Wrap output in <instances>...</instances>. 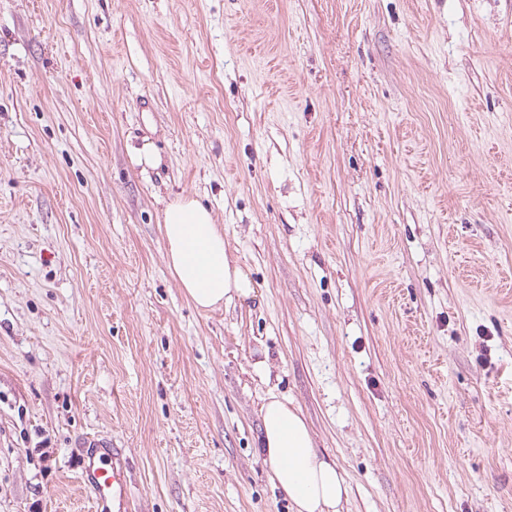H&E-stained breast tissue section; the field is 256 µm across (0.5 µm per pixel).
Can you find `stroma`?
Instances as JSON below:
<instances>
[{"instance_id": "stroma-1", "label": "stroma", "mask_w": 512, "mask_h": 512, "mask_svg": "<svg viewBox=\"0 0 512 512\" xmlns=\"http://www.w3.org/2000/svg\"><path fill=\"white\" fill-rule=\"evenodd\" d=\"M272 394L341 512H512V0H0V512H89L92 436L138 512H293ZM162 231L168 246V267L185 295L201 310L254 298L249 275L232 265L224 232L198 201L179 198L164 209ZM260 415L263 463L294 512H340L348 483L336 460L315 447L301 412L270 395L262 403Z\"/></svg>"}]
</instances>
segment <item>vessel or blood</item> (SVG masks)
Here are the masks:
<instances>
[{"label": "vessel or blood", "instance_id": "vessel-or-blood-1", "mask_svg": "<svg viewBox=\"0 0 512 512\" xmlns=\"http://www.w3.org/2000/svg\"><path fill=\"white\" fill-rule=\"evenodd\" d=\"M120 449H108L99 440L84 443L80 483L91 492V512H132L133 497Z\"/></svg>", "mask_w": 512, "mask_h": 512}]
</instances>
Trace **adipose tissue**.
Returning <instances> with one entry per match:
<instances>
[{
    "instance_id": "ef3b65f1",
    "label": "adipose tissue",
    "mask_w": 512,
    "mask_h": 512,
    "mask_svg": "<svg viewBox=\"0 0 512 512\" xmlns=\"http://www.w3.org/2000/svg\"><path fill=\"white\" fill-rule=\"evenodd\" d=\"M162 231L169 270L198 309L253 299L248 274L231 263L223 231L198 201H169ZM260 415L262 460L271 482L295 512H340L348 483L336 461L316 448L300 411L272 395L262 403Z\"/></svg>"
}]
</instances>
